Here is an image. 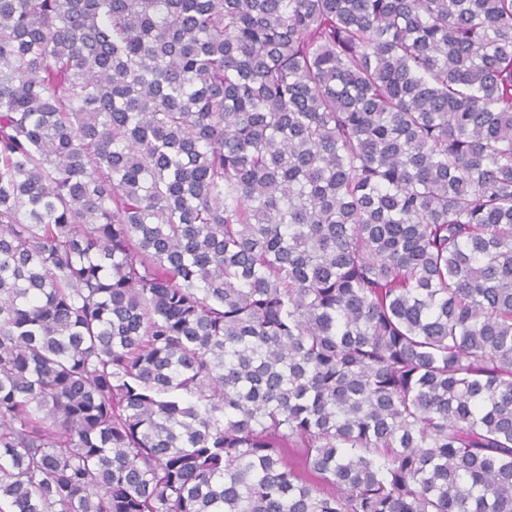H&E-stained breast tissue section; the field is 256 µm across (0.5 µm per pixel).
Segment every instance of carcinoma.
<instances>
[{"mask_svg": "<svg viewBox=\"0 0 512 512\" xmlns=\"http://www.w3.org/2000/svg\"><path fill=\"white\" fill-rule=\"evenodd\" d=\"M0 512H512V0H0Z\"/></svg>", "mask_w": 512, "mask_h": 512, "instance_id": "cac0c4a2", "label": "carcinoma"}]
</instances>
